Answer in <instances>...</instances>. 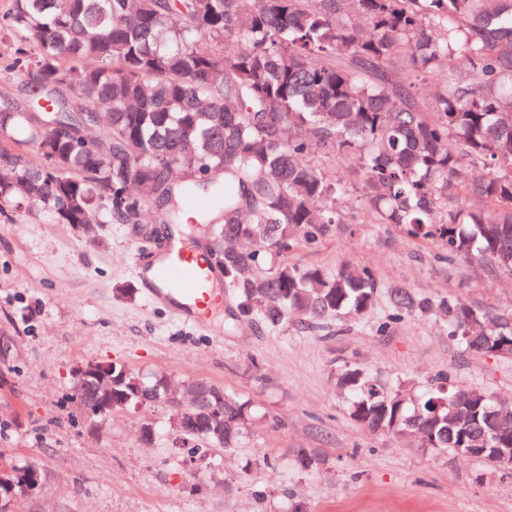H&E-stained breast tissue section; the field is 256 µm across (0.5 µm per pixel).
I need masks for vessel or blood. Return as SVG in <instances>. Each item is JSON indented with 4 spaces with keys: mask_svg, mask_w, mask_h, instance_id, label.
Segmentation results:
<instances>
[{
    "mask_svg": "<svg viewBox=\"0 0 512 512\" xmlns=\"http://www.w3.org/2000/svg\"><path fill=\"white\" fill-rule=\"evenodd\" d=\"M139 266L149 296L171 306L184 323L204 324L207 310L224 299L222 273L196 243L169 239L140 259Z\"/></svg>",
    "mask_w": 512,
    "mask_h": 512,
    "instance_id": "obj_1",
    "label": "vessel or blood"
}]
</instances>
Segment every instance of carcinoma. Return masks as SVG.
<instances>
[{"instance_id":"1","label":"carcinoma","mask_w":512,"mask_h":512,"mask_svg":"<svg viewBox=\"0 0 512 512\" xmlns=\"http://www.w3.org/2000/svg\"><path fill=\"white\" fill-rule=\"evenodd\" d=\"M5 37L27 102L0 97L1 215L136 224L153 204L178 224L188 198H214L196 221L238 317L312 327L366 314L381 290L367 267L288 262L339 222L344 185L302 160L324 150L363 170L361 223L512 275V0H13ZM202 37L250 50L202 53ZM386 297L381 331L431 314L469 350H512V311L402 285ZM114 376L118 406L136 379L163 393L161 376ZM337 385L350 418L382 435L462 456L512 448L491 395L448 375L385 384L349 366ZM196 411L222 413L224 431L199 423L186 440L242 446L249 400L222 388Z\"/></svg>"}]
</instances>
